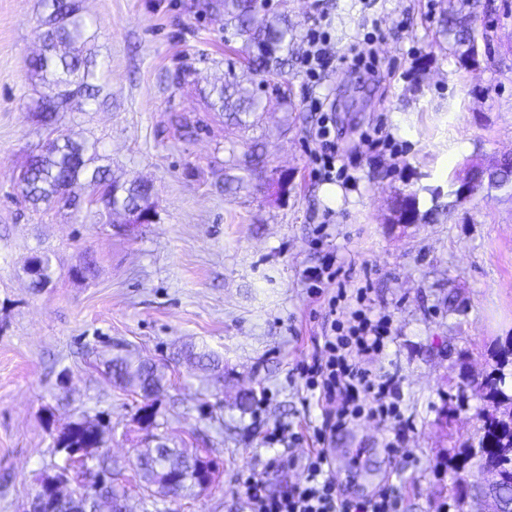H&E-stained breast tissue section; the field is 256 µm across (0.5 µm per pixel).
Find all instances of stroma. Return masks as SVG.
Returning <instances> with one entry per match:
<instances>
[{"instance_id":"stroma-1","label":"stroma","mask_w":512,"mask_h":512,"mask_svg":"<svg viewBox=\"0 0 512 512\" xmlns=\"http://www.w3.org/2000/svg\"><path fill=\"white\" fill-rule=\"evenodd\" d=\"M209 0H84L98 24L108 65V98L62 122L98 141L120 179L155 187L147 224H101L93 212H32L15 175L46 132L28 105L26 60L39 47L40 0H0V512H24L40 479L64 454L55 437L77 415L100 417L106 445L124 475L127 506L142 512L144 491L128 462L146 432L135 421L140 396L114 387L100 364L114 355L169 363L159 411L173 440L200 434L216 462L215 481L197 498L164 500L158 512H246L242 480L301 479L270 473L272 454L304 455L320 411L306 405L297 367L322 334L323 305L301 272L333 251L347 290L369 285L394 340L376 364L403 380V412L414 427L396 454L384 427L360 419L337 433V490L365 497L400 488L402 512H458L455 474L445 457L479 425L485 402L462 391L512 344V192L479 191L431 220L421 186L447 185L468 159L512 154V0H481L490 38L476 65L462 66L442 44L441 13L458 0H260L311 25L326 16L338 61L319 81L300 70L305 41L285 77L290 106L265 102L253 126L232 130L212 107L230 48ZM373 55L349 62L357 41ZM190 71L179 87L170 77ZM323 108L315 113L312 100ZM326 117L337 147L354 152L345 174H312V139ZM259 149L264 169L247 170ZM340 195L327 202L325 183ZM419 194L416 223L394 218L393 203ZM48 251L57 277L29 285V257ZM94 260L82 280L72 269ZM224 362V376L171 364L185 347ZM253 392L248 412L237 396ZM300 438L269 448L273 424Z\"/></svg>"}]
</instances>
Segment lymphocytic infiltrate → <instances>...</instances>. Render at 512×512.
Returning a JSON list of instances; mask_svg holds the SVG:
<instances>
[{"label": "lymphocytic infiltrate", "mask_w": 512, "mask_h": 512, "mask_svg": "<svg viewBox=\"0 0 512 512\" xmlns=\"http://www.w3.org/2000/svg\"><path fill=\"white\" fill-rule=\"evenodd\" d=\"M367 295L366 288H358V307L351 311L348 324L331 323L310 363L300 368L309 397L321 410V423L314 428L317 446L299 458L272 456L268 468L283 473L298 467L302 479L274 491L266 480L248 478L244 483L247 512H400L401 493L394 485L365 498L340 494L326 452L336 432L362 417L391 427L393 436L386 447L392 454L412 426L400 411V377L372 368L391 342L392 329L388 318L375 315Z\"/></svg>", "instance_id": "f902f5d3"}]
</instances>
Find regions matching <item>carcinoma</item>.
I'll use <instances>...</instances> for the list:
<instances>
[{"label":"carcinoma","instance_id":"1","mask_svg":"<svg viewBox=\"0 0 512 512\" xmlns=\"http://www.w3.org/2000/svg\"><path fill=\"white\" fill-rule=\"evenodd\" d=\"M83 0H41L44 16L38 39L42 50L28 61V69L39 85V94L29 105L31 115L55 137L41 150L30 155L21 168L25 170L26 184L19 187L23 202L35 211L40 206L70 207L71 197L82 195L89 199L88 208H96L99 215L112 208L132 210L143 199V185L131 180L127 184H112L113 173L105 164L97 143L78 138L70 129L57 126L58 116L71 111L77 101L86 106L100 101L104 91L105 61L97 59L91 32L95 23L83 14ZM468 11L449 12L441 19L444 36L452 41L462 65L476 61L477 41L473 24L478 19L479 0H465ZM209 8L224 14V29L244 39L248 45L244 66L252 75V87H244L236 80H226L212 88V105L229 113L232 124L249 127L245 117L262 108L256 90L267 86L277 97L289 101L287 90L275 78L288 73L294 45L301 37V25L283 13L259 14L257 0H212ZM31 261L37 270L27 269L35 288H46L54 279L50 257L36 252ZM185 359L203 369L220 366L219 356L206 351L189 349ZM105 373L120 388L140 395L144 406L151 410L148 426L158 428L160 397L166 392L164 369L149 362L127 356H115L104 363ZM512 350L504 351L493 370L471 383L482 391L487 408L480 413L477 444L464 446L448 455V468L464 481L462 471L471 460L482 465L488 460L498 469L504 484L512 485ZM105 426L101 421L81 415L71 421L57 438L56 447L89 448L91 465L76 455L70 459L69 471L82 484L85 494L78 499L58 501V512H93L97 494L95 476L99 471H112V457L101 451L105 447ZM204 464L208 476L214 475L213 460L198 450L176 448L164 441L157 448H149L143 458H135L136 471L147 498L156 496H198L207 489L197 476L196 467Z\"/></svg>","mask_w":512,"mask_h":512}]
</instances>
